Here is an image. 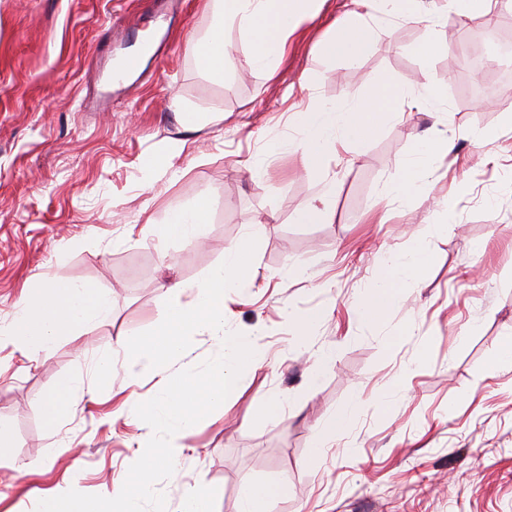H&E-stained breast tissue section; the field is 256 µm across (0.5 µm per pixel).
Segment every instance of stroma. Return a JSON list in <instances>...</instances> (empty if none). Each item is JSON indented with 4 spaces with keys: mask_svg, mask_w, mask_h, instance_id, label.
<instances>
[{
    "mask_svg": "<svg viewBox=\"0 0 512 512\" xmlns=\"http://www.w3.org/2000/svg\"><path fill=\"white\" fill-rule=\"evenodd\" d=\"M318 8L271 73L253 66L239 30L226 31L233 66L219 77L191 52L211 27L210 0H0V325L40 283L91 282L112 304L109 318L36 360L0 343V512H35L72 488L118 494L153 435L134 401L159 385L130 370L128 338L156 327L166 300L192 301L255 223L257 276L225 293L224 321L257 336L261 363L182 438L174 474L154 486L165 512L200 486L210 512H238L250 483L281 485L269 512H512V358L500 355L512 336V62L477 69L468 57L512 29V0L436 27L377 11L379 34L355 64L316 52L352 0ZM163 38L135 83L103 101L107 53ZM489 71L504 82L480 109ZM384 87L396 117L307 174L294 148L299 112ZM430 89L436 113L411 107ZM188 110L217 119L189 125ZM451 134L455 148L422 194H389L420 141ZM274 140L287 148L266 156ZM329 176L330 219L300 223ZM199 194L210 201L205 244L160 243L155 225ZM416 245L429 263L378 323H360L369 287ZM318 309L321 323L296 322ZM102 349L114 351L115 372L95 371ZM328 349L335 358L309 387ZM67 380L72 410L49 427L43 405ZM267 398L282 401L278 419L262 413ZM349 403L352 423L318 436V422Z\"/></svg>",
    "mask_w": 512,
    "mask_h": 512,
    "instance_id": "1",
    "label": "stroma"
}]
</instances>
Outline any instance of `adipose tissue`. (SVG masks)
<instances>
[{
	"mask_svg": "<svg viewBox=\"0 0 512 512\" xmlns=\"http://www.w3.org/2000/svg\"><path fill=\"white\" fill-rule=\"evenodd\" d=\"M317 0H212L214 24L192 45L198 67L220 75L232 64V48L224 38L226 28L238 26L252 47V62L258 69L273 71L282 57L288 38L301 23L313 18ZM356 10L335 21L333 32L319 44L327 58L354 61L369 48L374 30L367 22L375 0H353ZM394 114L388 91L373 97L356 98L343 106L316 105L298 117L301 138L296 148L307 172L319 171L327 154L336 147L360 142L374 133ZM209 213L205 195L195 196L184 208L168 212L161 226L163 241L201 240ZM422 250L409 252L403 263L392 264L388 278L368 296L359 310L363 323H376L393 304L398 283L413 268L426 264ZM111 313L108 295L90 283L65 282L56 286L26 289L13 319L0 328V336L27 351L49 348L62 335L107 318Z\"/></svg>",
	"mask_w": 512,
	"mask_h": 512,
	"instance_id": "1",
	"label": "adipose tissue"
}]
</instances>
